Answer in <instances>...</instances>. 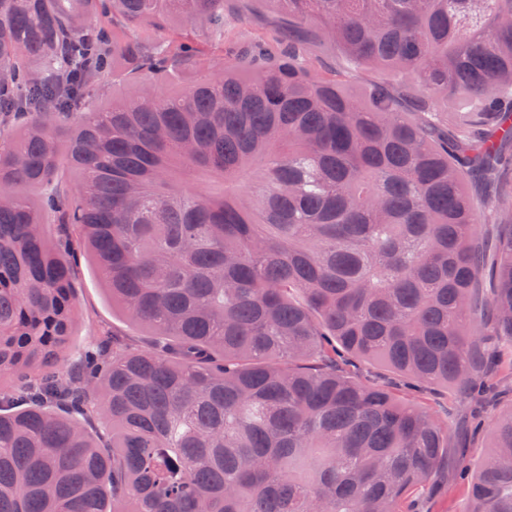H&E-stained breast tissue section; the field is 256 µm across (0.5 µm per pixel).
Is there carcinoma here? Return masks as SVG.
Here are the masks:
<instances>
[{"mask_svg":"<svg viewBox=\"0 0 512 512\" xmlns=\"http://www.w3.org/2000/svg\"><path fill=\"white\" fill-rule=\"evenodd\" d=\"M266 2L288 32L226 56L224 0H0V512H409L454 406L336 355L472 386L483 306L512 351V0ZM78 249L146 345L70 364ZM489 437L465 512H512V409ZM340 66L341 69L352 72L350 78L353 84H367L375 79V74L370 69L352 70L349 60L342 57L337 51H322L318 57L317 69L319 72L327 73L335 71Z\"/></svg>","mask_w":512,"mask_h":512,"instance_id":"1","label":"carcinoma"}]
</instances>
